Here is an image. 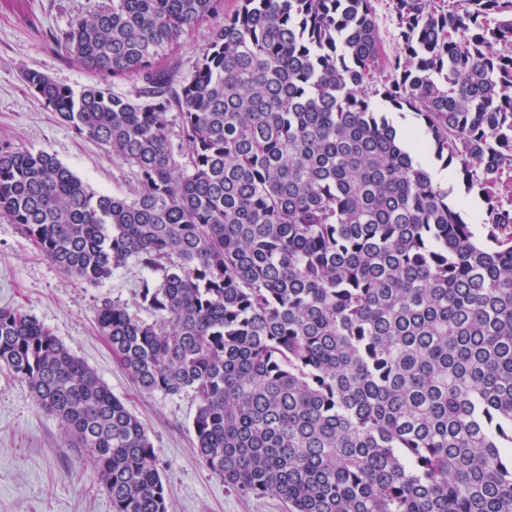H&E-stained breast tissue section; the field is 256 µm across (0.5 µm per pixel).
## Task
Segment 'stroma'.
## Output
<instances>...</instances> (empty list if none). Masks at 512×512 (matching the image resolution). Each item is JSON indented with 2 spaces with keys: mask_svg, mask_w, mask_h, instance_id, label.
Returning a JSON list of instances; mask_svg holds the SVG:
<instances>
[{
  "mask_svg": "<svg viewBox=\"0 0 512 512\" xmlns=\"http://www.w3.org/2000/svg\"><path fill=\"white\" fill-rule=\"evenodd\" d=\"M107 0H0V143L54 155L92 190L129 195L135 178L120 159L75 132L33 97L22 74L36 69L80 90L94 81L67 51L62 35L76 18ZM237 0L204 17L173 45L161 64L189 78L214 32ZM148 270L128 263L91 285L62 275L17 225L0 220V307H18L48 326L97 373L145 425L154 444L171 512H287L275 496L257 498L226 485L196 452L191 395L142 393L120 367L96 329V312L108 299L137 310ZM0 512H112L91 464L66 447L58 421L40 411L28 388L0 373Z\"/></svg>",
  "mask_w": 512,
  "mask_h": 512,
  "instance_id": "1",
  "label": "stroma"
}]
</instances>
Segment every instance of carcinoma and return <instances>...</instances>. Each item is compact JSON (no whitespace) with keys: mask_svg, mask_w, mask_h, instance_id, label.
I'll use <instances>...</instances> for the list:
<instances>
[{"mask_svg":"<svg viewBox=\"0 0 512 512\" xmlns=\"http://www.w3.org/2000/svg\"><path fill=\"white\" fill-rule=\"evenodd\" d=\"M192 76L160 59L223 0H111L64 33L98 82L28 89L135 172L93 191L0 144V218L66 276L163 273L96 323L146 394H193L197 453L288 512H512V0H237ZM176 111L180 146L168 114ZM486 203L480 229L406 149ZM0 369L87 455L112 512H169L142 422L0 307ZM376 9V21L379 27L380 36L384 51L392 56L396 51L394 40L395 19L391 7V0H372Z\"/></svg>","mask_w":512,"mask_h":512,"instance_id":"obj_1","label":"carcinoma"}]
</instances>
